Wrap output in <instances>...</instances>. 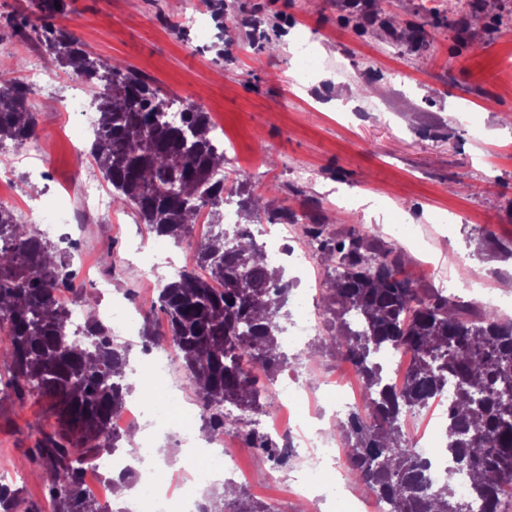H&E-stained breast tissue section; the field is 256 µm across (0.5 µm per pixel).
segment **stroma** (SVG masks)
<instances>
[{"label":"stroma","instance_id":"stroma-1","mask_svg":"<svg viewBox=\"0 0 512 512\" xmlns=\"http://www.w3.org/2000/svg\"><path fill=\"white\" fill-rule=\"evenodd\" d=\"M202 0H64L63 12L44 0H0V72L15 71L13 53L25 44L50 78L31 91L37 115L34 143L43 157L24 152L0 158L9 170L20 222L24 206L41 214L59 206L80 210L79 176L112 187L89 154H77L74 126L58 107L74 81L47 51L41 30L64 27L89 53L135 70L164 96L189 100L221 119L224 154L265 153L251 171L254 194L272 198L298 221L271 233L294 248L304 245L302 224L333 216L338 233L371 231L390 242L392 216L404 214L413 235L401 243L404 275L426 288L454 286L471 300L469 281L486 280L512 301V31L496 32V18L512 0H224L235 18L234 38H196L189 18ZM389 21L392 33L377 20ZM310 40L321 61L318 77L293 80L299 39ZM382 85L380 98L359 86ZM45 178H34V169ZM156 237L129 207L85 216L75 266L78 281L97 279L150 312L157 281L168 279L191 239L154 249ZM120 268L105 263L106 255ZM55 424L45 401L0 400V472H17L19 488L37 512H52L30 450ZM232 459L248 478L246 496L280 512H308L285 486L268 483L269 463L247 440Z\"/></svg>","mask_w":512,"mask_h":512}]
</instances>
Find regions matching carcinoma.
Instances as JSON below:
<instances>
[{"mask_svg":"<svg viewBox=\"0 0 512 512\" xmlns=\"http://www.w3.org/2000/svg\"><path fill=\"white\" fill-rule=\"evenodd\" d=\"M42 36L60 64L93 88L98 126L89 154L112 186V204L130 206L157 237L176 241L207 211L209 223L223 219L224 151L214 144L210 116L186 104L172 123L176 101L133 73L91 56L62 27ZM28 90L19 82L0 84V143L25 145L36 125ZM238 207L256 215L259 199L249 182L234 188ZM305 244L327 263L322 281L323 323L318 344L350 361L365 380L369 398L341 421L339 433L351 448L349 479L390 512H468L453 488L432 487L427 461L410 446L405 419L448 392L445 433L449 473L463 475L483 501V512L502 507L512 484V320L492 312L475 313L441 293H430L401 275L402 257L368 232L336 234L325 222L304 225ZM296 280L273 265L242 234L232 247L214 236L197 247L190 267L158 289L159 309L168 334L145 326L147 347L171 346L187 386L203 408L206 433L224 431V406L242 413L261 410L258 378L288 361L278 336L290 319L288 294ZM68 289L86 307L90 342L68 338L69 311L60 303ZM97 296L76 283L69 257L33 226L20 224L14 210L0 206V360L10 363L0 384L19 398L49 402L57 427L38 439L34 455L49 474L47 493L54 512H107L82 494L83 466L107 445L123 438L111 432L113 413L127 402L132 387L123 369L130 346L98 321ZM406 350L415 365L405 384L388 386L374 357ZM263 461L279 460L272 441L254 440ZM224 499L220 512H270L250 498ZM19 489L0 485V512L21 505Z\"/></svg>","mask_w":512,"mask_h":512,"instance_id":"obj_1","label":"carcinoma"}]
</instances>
